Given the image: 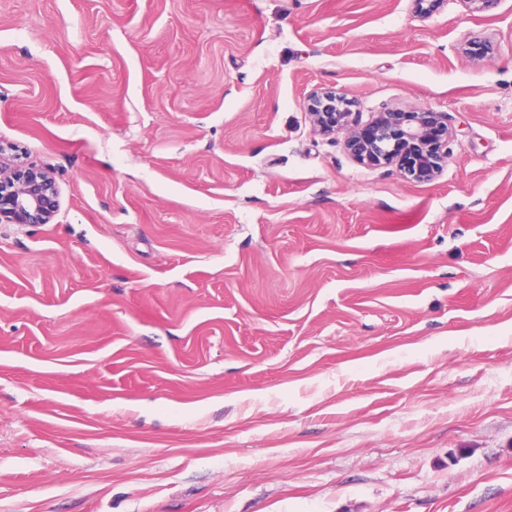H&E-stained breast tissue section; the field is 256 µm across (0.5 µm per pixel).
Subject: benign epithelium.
Segmentation results:
<instances>
[{
  "mask_svg": "<svg viewBox=\"0 0 512 512\" xmlns=\"http://www.w3.org/2000/svg\"><path fill=\"white\" fill-rule=\"evenodd\" d=\"M354 101L332 89L313 92L307 111L321 134L346 132L352 158L369 167H396L409 182L426 181L448 159V117L441 112H379L368 123L354 122ZM60 203L53 174L39 167L0 166V224H48Z\"/></svg>",
  "mask_w": 512,
  "mask_h": 512,
  "instance_id": "7a95c632",
  "label": "benign epithelium"
}]
</instances>
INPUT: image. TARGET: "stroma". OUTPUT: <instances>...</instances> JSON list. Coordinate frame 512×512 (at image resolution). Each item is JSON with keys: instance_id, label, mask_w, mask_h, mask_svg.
<instances>
[{"instance_id": "1", "label": "stroma", "mask_w": 512, "mask_h": 512, "mask_svg": "<svg viewBox=\"0 0 512 512\" xmlns=\"http://www.w3.org/2000/svg\"><path fill=\"white\" fill-rule=\"evenodd\" d=\"M0 163V512H512V0H0ZM354 101L332 89L313 92L307 111L321 134L345 131L352 158L369 167L395 165L405 181L422 182L448 159V117L442 112H380L368 123H354ZM60 209L53 174L39 167L0 166V224H49Z\"/></svg>"}]
</instances>
